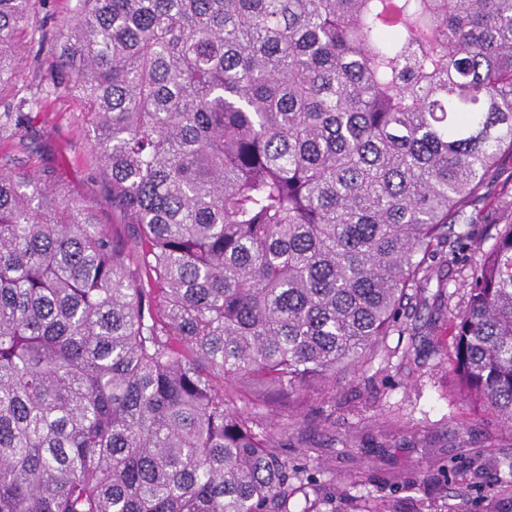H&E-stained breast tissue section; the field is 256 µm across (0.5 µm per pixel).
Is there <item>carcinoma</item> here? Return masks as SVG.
Here are the masks:
<instances>
[{"label":"carcinoma","mask_w":512,"mask_h":512,"mask_svg":"<svg viewBox=\"0 0 512 512\" xmlns=\"http://www.w3.org/2000/svg\"><path fill=\"white\" fill-rule=\"evenodd\" d=\"M0 0V141L84 104L107 196L0 172V512H292L290 410L416 329L512 154V0ZM122 214L138 249L96 219ZM448 325L512 428V221ZM75 3V0H50L46 7L50 16L45 18L46 11H40L34 17V24L40 26L43 21H47V25L60 28L63 23L69 21L73 16Z\"/></svg>","instance_id":"carcinoma-1"}]
</instances>
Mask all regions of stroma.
<instances>
[{
    "instance_id": "1",
    "label": "stroma",
    "mask_w": 512,
    "mask_h": 512,
    "mask_svg": "<svg viewBox=\"0 0 512 512\" xmlns=\"http://www.w3.org/2000/svg\"><path fill=\"white\" fill-rule=\"evenodd\" d=\"M19 138L0 141V166L65 183L75 199L102 198L88 167L85 109L61 97L28 113ZM472 205L482 228L512 221V157L501 156ZM445 325L391 334L380 355L338 376L295 417L270 404L260 410L287 429L283 456L314 470L316 487L297 493L294 512L321 498L320 512H512V429L475 417L459 395Z\"/></svg>"
}]
</instances>
